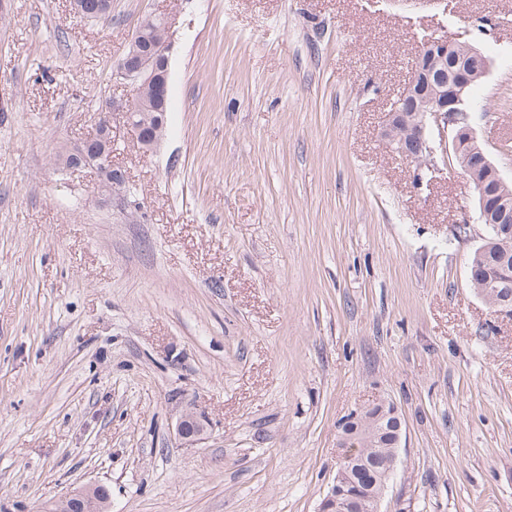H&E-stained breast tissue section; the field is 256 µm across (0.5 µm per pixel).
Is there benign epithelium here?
<instances>
[{"instance_id": "benign-epithelium-1", "label": "benign epithelium", "mask_w": 512, "mask_h": 512, "mask_svg": "<svg viewBox=\"0 0 512 512\" xmlns=\"http://www.w3.org/2000/svg\"><path fill=\"white\" fill-rule=\"evenodd\" d=\"M162 22L161 29L169 31L168 17L150 13L146 15L128 47V58H140L144 52L147 62H156L161 76H166L169 66L170 43L165 40L154 44L149 31L155 20ZM461 49V54L470 59L471 75L467 81L448 79V52ZM420 66L409 77L403 90L397 96V102L388 112L387 118L380 129L382 140L396 143V151L416 164L415 180L422 184L429 174L438 169V157L454 159L452 167L457 170L472 186L477 202L476 221L484 224H503L508 221L505 213L497 210V203L491 200L486 184L488 179L495 180L497 194L505 199L512 196V184L505 181L500 171L492 163L483 144L476 136L473 127L472 112L462 107L463 96L470 82L485 77L490 69V62L474 45L466 42L450 41L446 36L431 34L428 44L419 50ZM116 76L131 84L138 96H143L152 105L164 109L167 106L166 84L153 79V76L142 77L125 59L115 65ZM105 111L121 115L124 125L134 133L146 150L156 149L164 139L155 134L147 139L142 132V123L151 119L149 114H142L143 122L136 121L137 113L126 104L117 105L110 101ZM448 130L451 143L438 149L433 139V130ZM76 153L86 165L96 168L100 173L98 193L105 200L119 197L125 188V175L112 164V154L107 151L86 152L78 147ZM481 298L497 309V314L506 318L512 315L508 306L512 298L505 293H497L487 289ZM395 425L394 440L388 448L380 447L385 421ZM210 424L205 416L199 414L191 406L182 410L176 421V434L188 445H195L204 439ZM402 422L397 408L383 398H378L359 412L353 414L343 428L340 437V455L337 462L335 481L324 497L319 512H347L348 498L356 500L357 512H378L386 484L379 488L369 487L349 492L346 482L351 466L357 461L375 452L378 454L379 466L383 477L390 478L397 461V449L401 442ZM106 487L92 483L78 488L63 498L55 507L57 512H99L108 509L109 501L102 499Z\"/></svg>"}]
</instances>
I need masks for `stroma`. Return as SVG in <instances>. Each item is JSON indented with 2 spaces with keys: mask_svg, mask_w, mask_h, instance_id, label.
<instances>
[{
  "mask_svg": "<svg viewBox=\"0 0 512 512\" xmlns=\"http://www.w3.org/2000/svg\"><path fill=\"white\" fill-rule=\"evenodd\" d=\"M171 23L168 132L112 121L124 201L55 156L94 133L141 19ZM0 512L105 485L110 512H318L341 427L403 417L380 512H512V319L470 286L475 195L378 130L423 32L512 183V0H0ZM211 423L187 446L186 405Z\"/></svg>",
  "mask_w": 512,
  "mask_h": 512,
  "instance_id": "1",
  "label": "stroma"
}]
</instances>
